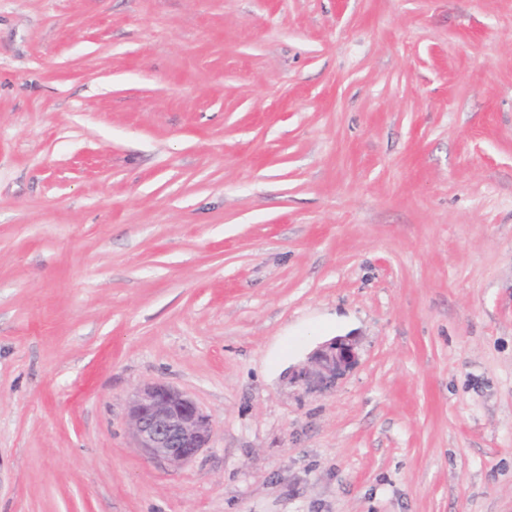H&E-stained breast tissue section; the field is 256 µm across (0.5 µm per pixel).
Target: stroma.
I'll return each instance as SVG.
<instances>
[{
	"instance_id": "stroma-1",
	"label": "stroma",
	"mask_w": 512,
	"mask_h": 512,
	"mask_svg": "<svg viewBox=\"0 0 512 512\" xmlns=\"http://www.w3.org/2000/svg\"><path fill=\"white\" fill-rule=\"evenodd\" d=\"M0 512H512V0H0ZM358 360V343L351 335L335 336L320 344L308 357L307 364L289 369L288 384L311 391L328 389ZM129 411L137 447L150 458L181 465L209 440L208 416L191 397L168 385L156 383L137 393Z\"/></svg>"
}]
</instances>
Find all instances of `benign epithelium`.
Masks as SVG:
<instances>
[{
	"instance_id": "benign-epithelium-1",
	"label": "benign epithelium",
	"mask_w": 512,
	"mask_h": 512,
	"mask_svg": "<svg viewBox=\"0 0 512 512\" xmlns=\"http://www.w3.org/2000/svg\"><path fill=\"white\" fill-rule=\"evenodd\" d=\"M357 360L356 338L335 336L314 349L306 365L288 370L286 380L305 391L328 389ZM129 411L137 447L150 458L181 465L209 440L208 416L191 397L165 384L156 383L137 393Z\"/></svg>"
}]
</instances>
